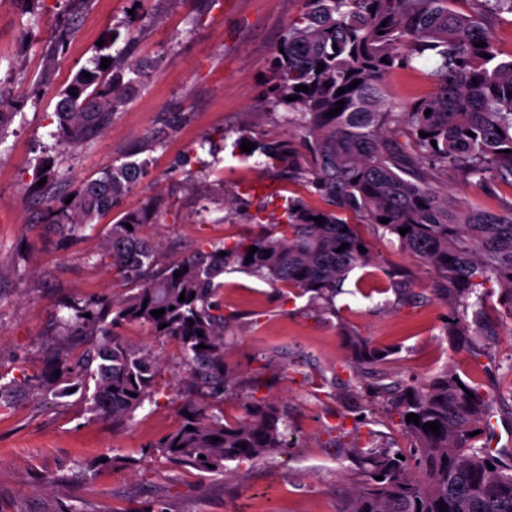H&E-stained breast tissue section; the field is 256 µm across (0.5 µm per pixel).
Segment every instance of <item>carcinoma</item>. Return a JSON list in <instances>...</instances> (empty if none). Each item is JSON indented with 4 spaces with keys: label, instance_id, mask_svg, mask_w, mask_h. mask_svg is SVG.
<instances>
[{
    "label": "carcinoma",
    "instance_id": "obj_1",
    "mask_svg": "<svg viewBox=\"0 0 512 512\" xmlns=\"http://www.w3.org/2000/svg\"><path fill=\"white\" fill-rule=\"evenodd\" d=\"M454 2L303 0L280 38L283 51L272 57L263 93L267 107L281 106L292 114L302 136L255 137L250 139L255 148L241 156H256L265 169L305 179L328 208L290 199L283 219L261 232L231 248H201L149 279L143 275L158 264L160 245L141 229L152 222L155 207L123 212L107 232L105 254L112 257L113 269L135 281L136 291L75 306L71 316L74 329L101 337L91 396L99 413L131 417L151 399L158 359L116 338L113 329L124 322L143 324L153 335L178 342L186 365L215 395L233 389L236 378L224 371V312L216 300L224 269L234 265L309 293L314 302L327 301L349 272L374 261L368 243L346 220L349 214H366L382 234L395 237L432 269L452 307L446 335L457 340L458 349L470 350L471 326L491 325L487 303L493 285L512 314V211L496 214L457 204L426 178L428 171L452 164L478 183L512 179V59H498L494 34L484 23L488 14H512V0H479L474 15L453 10ZM70 35L62 30L55 37L45 80ZM480 41L486 46H476ZM423 57L434 65L438 93L394 106L386 77ZM101 61L99 56L93 67L80 68L57 92L58 136L72 145L100 132L147 77L141 65L130 64L129 76L119 69L105 78ZM356 80L360 84L348 89ZM298 85L307 91L295 90ZM72 88L77 95L70 94ZM342 88L345 92L337 94ZM340 100L342 110L326 116ZM385 126L409 129L410 148L384 137ZM148 167L147 159L130 158L88 181L54 211L60 235L77 236L111 212ZM383 218L388 222L381 223ZM406 227L410 231L400 234ZM342 244L346 249L337 251ZM252 246L257 251L248 263ZM162 308L163 315H152ZM348 348L355 393L387 397L413 447L407 452L377 445L358 449L361 481L339 512H512V462L490 448L491 405L481 385L464 381L453 366L420 383L388 374L372 382L366 369L384 362L390 350L358 336L348 337ZM185 410L176 429L150 444L177 464L222 472L226 462L258 460L288 442V426H279L277 409L266 402H245L244 415L232 422L204 405L188 402ZM411 413L420 424L406 421ZM427 422L440 424L439 434L424 431ZM474 431L477 435L470 436Z\"/></svg>",
    "mask_w": 512,
    "mask_h": 512
}]
</instances>
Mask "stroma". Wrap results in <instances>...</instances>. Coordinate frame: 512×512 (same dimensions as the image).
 <instances>
[{
  "label": "stroma",
  "instance_id": "stroma-1",
  "mask_svg": "<svg viewBox=\"0 0 512 512\" xmlns=\"http://www.w3.org/2000/svg\"><path fill=\"white\" fill-rule=\"evenodd\" d=\"M302 0H0V512H338L360 481L353 460L366 442L407 448L411 437L383 399L355 394L345 339L361 336L389 349L377 370L421 382L455 366L493 400L497 451L512 456V316L499 296L488 313L496 334L480 353L456 351L445 334L450 313L435 275L366 218L354 222L375 256L351 271L330 303L256 275L226 271V367L237 387L215 399L185 365L179 344L140 324L115 327L124 344L160 360L153 401L134 417L94 411L76 383L88 380L99 339L67 324L72 305L130 294L103 250L122 212L161 202L143 231L161 245V264L216 243L233 246L277 221L292 198L324 208L298 179L233 156L237 139L298 134L285 109L262 102V79L288 20ZM74 32L43 84L46 50L61 28ZM128 31L118 49L150 73L104 130L76 146L57 136L56 91L90 66L111 28ZM421 61L391 73V101L410 103L437 91ZM135 153L147 176L77 237L63 240L46 201H66L83 184ZM56 175L33 179L39 157ZM458 203L512 211V184L467 182L456 168L428 173ZM69 374L54 375L57 353ZM70 387L68 396L56 391ZM276 403L288 419V447L228 464L225 472L181 466L151 453L195 401L240 418L248 397Z\"/></svg>",
  "mask_w": 512,
  "mask_h": 512
}]
</instances>
